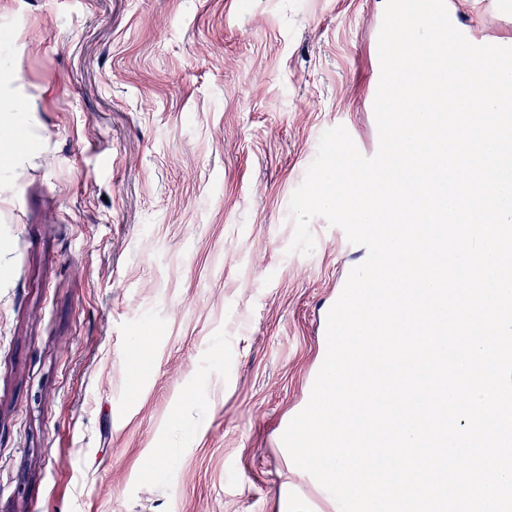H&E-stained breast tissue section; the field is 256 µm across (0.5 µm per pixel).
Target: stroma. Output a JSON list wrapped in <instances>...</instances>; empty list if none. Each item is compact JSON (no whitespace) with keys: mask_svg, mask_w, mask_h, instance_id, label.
Masks as SVG:
<instances>
[{"mask_svg":"<svg viewBox=\"0 0 512 512\" xmlns=\"http://www.w3.org/2000/svg\"><path fill=\"white\" fill-rule=\"evenodd\" d=\"M384 2L0 0V512H278L364 252L289 202L373 132Z\"/></svg>","mask_w":512,"mask_h":512,"instance_id":"obj_1","label":"stroma"}]
</instances>
